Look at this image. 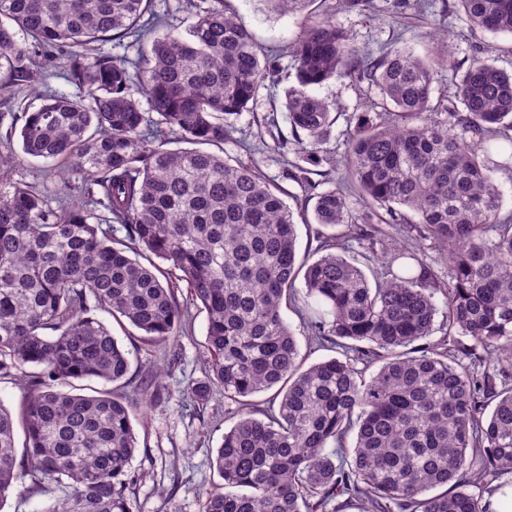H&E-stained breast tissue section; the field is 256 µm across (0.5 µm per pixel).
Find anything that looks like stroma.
I'll return each mask as SVG.
<instances>
[{
	"mask_svg": "<svg viewBox=\"0 0 512 512\" xmlns=\"http://www.w3.org/2000/svg\"><path fill=\"white\" fill-rule=\"evenodd\" d=\"M450 0H374L371 10L359 12L339 5L338 0H316L312 19L332 14L337 25L350 36L359 53H378L406 47L432 61L438 71L436 93H446L457 83L474 54H482L497 67L512 72V35H491L473 29L464 14L451 12ZM263 47L276 56L279 72L273 82L260 89L248 109L232 117L233 138L224 144L229 162H252L285 192L292 209L303 210L306 220L297 226V250L302 259L320 256L317 226L312 205L305 202L301 183L287 179L288 171L303 165L299 149L283 106L284 91L296 82L289 47L299 35L304 19L300 15L265 12L258 0H226ZM313 94L334 102L339 117L321 146L327 161L317 181L321 189H335L341 183L344 159L349 151L355 114L364 112L381 99L376 85L349 80H329L313 87ZM16 151L11 181L37 187L53 195L67 187L80 186L82 174L41 158L21 154L19 135L0 125V151ZM335 234L341 253L357 259L368 278L380 277L384 257L393 249L410 244L432 265L440 281L448 279V262L443 249L429 238H421L402 224L337 226ZM190 321L179 339L177 362H170L164 345L146 346L132 326H113L112 332L124 346H137L131 359L129 380H140L148 372L160 371L159 384L170 396L152 401L138 410L132 420L138 450L131 469L139 482L131 496L132 512H202L206 492L221 488L212 460L222 435L234 423L227 415L223 391H214L207 404L192 400L189 391L205 377L202 356L206 337V313L193 305Z\"/></svg>",
	"mask_w": 512,
	"mask_h": 512,
	"instance_id": "35a3bbf8",
	"label": "stroma"
}]
</instances>
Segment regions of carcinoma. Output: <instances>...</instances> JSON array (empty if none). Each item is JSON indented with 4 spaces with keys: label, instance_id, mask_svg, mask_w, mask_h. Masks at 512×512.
<instances>
[{
    "label": "carcinoma",
    "instance_id": "carcinoma-1",
    "mask_svg": "<svg viewBox=\"0 0 512 512\" xmlns=\"http://www.w3.org/2000/svg\"><path fill=\"white\" fill-rule=\"evenodd\" d=\"M150 2L0 0L3 87L35 85L56 49L79 88L11 113L22 151L85 175L80 205L54 206L21 183L0 189V380L22 383L18 412L0 402V508L15 492L49 497L36 512H132V417L161 373L129 393L109 388L132 351L94 312L173 345L184 281L207 314L206 377L189 396L204 405L222 390L237 417L215 457L225 491L207 494L202 512H341L352 502L485 512L484 495L512 471V212L502 213L489 161L494 143L512 142V74L473 58L439 112L432 62L405 48L358 55L332 18L305 23L285 108L308 162L323 161L335 123L309 87L347 78L382 94L378 112L358 116L345 159L344 182L370 209L353 214L332 189L315 194V222L409 224L446 249V286L412 246L390 253L372 285L333 252L334 236L321 241L325 254L298 261L284 191L256 165L224 159L229 118L275 76L274 58L224 0H188L195 22L184 35L160 15L143 20ZM258 2L290 14L313 0ZM453 4L472 26L512 35V0ZM113 35L133 38L137 59L89 56ZM98 206L125 237L101 227ZM440 302L448 332L431 344ZM287 305L338 355L306 364ZM82 380L101 388L77 393ZM270 390L258 408L251 397Z\"/></svg>",
    "mask_w": 512,
    "mask_h": 512
}]
</instances>
